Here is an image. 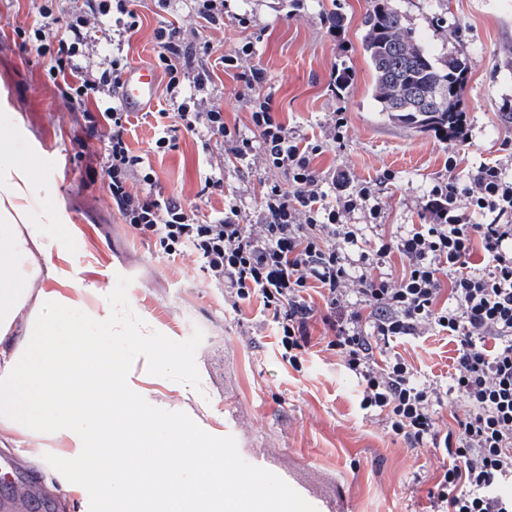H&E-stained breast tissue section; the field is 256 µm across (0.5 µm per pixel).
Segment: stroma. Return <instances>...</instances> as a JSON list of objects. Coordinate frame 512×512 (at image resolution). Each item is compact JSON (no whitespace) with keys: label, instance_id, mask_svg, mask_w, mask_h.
<instances>
[{"label":"stroma","instance_id":"stroma-1","mask_svg":"<svg viewBox=\"0 0 512 512\" xmlns=\"http://www.w3.org/2000/svg\"><path fill=\"white\" fill-rule=\"evenodd\" d=\"M420 40L435 55L467 63L466 126L462 139L415 133L380 112L371 95L372 72L361 45L368 0H309L304 15L288 17L282 0H233L223 29L198 30L196 42L231 51L242 39L256 48L254 62L266 78L273 112L289 130L322 135L328 113L345 110L343 141H326L314 167L325 174L350 172L359 179L390 174L384 189L389 224H416L423 195L445 172L449 150L459 152L457 173L466 176L482 161L506 162L512 174V124L500 106L512 101V0H398ZM140 28L128 50L130 65L155 67L153 33L167 13L155 0H136ZM343 16L337 35L322 28L325 12ZM248 13L249 28L236 16ZM32 0H0V139L14 155L32 157L38 192L22 201L31 215L56 208L73 228L65 243L54 230L44 238L51 262L64 273L55 286L83 310L100 311L89 287L109 289L112 308L149 325V341L100 334L113 358L127 361L145 414L157 431L174 425L198 433L207 447L230 449L235 461L266 479L268 495L295 503L310 496L316 512H428L444 453L413 448L364 417L355 380L325 348L322 323L311 327L302 369L281 358L275 331L262 322L259 299L240 312L224 305L223 289L210 285L190 260H168L126 224L101 180L89 169L101 164L103 145L89 138L83 110L64 102L49 75L48 58L23 50L16 28L32 30ZM352 79L340 93L330 89L333 70ZM148 111L130 116V149L147 157L157 188L194 208L201 219L222 212L226 195L237 194L244 216L257 215L263 182L256 172L213 149L202 152L197 136L177 133L174 150L154 152V112L167 108L162 90ZM240 84L216 69L208 88L224 119L248 132L249 108ZM223 190L202 187L215 172ZM456 346L446 334L396 344L421 373L447 376ZM66 438L15 437L0 448L11 462V483L0 486V512H105L96 486L75 496L50 469L32 466L42 448H66Z\"/></svg>","mask_w":512,"mask_h":512}]
</instances>
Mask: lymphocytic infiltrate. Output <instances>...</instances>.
<instances>
[{
    "mask_svg": "<svg viewBox=\"0 0 512 512\" xmlns=\"http://www.w3.org/2000/svg\"><path fill=\"white\" fill-rule=\"evenodd\" d=\"M133 2L41 0L47 24L29 43L37 55H50L63 97L94 102L95 112L84 115L87 133L106 144L99 175L126 223L157 253L195 263L233 311L260 298L293 368L308 351L312 320H321L327 349L357 382L364 416L411 446L430 444L452 457L439 474L433 512H512V497L499 493L512 483V176L493 160L458 178L457 153L449 151V174L425 195L421 223L386 231L380 182L345 171L321 176L313 166L321 142L273 116L251 41L216 57L182 25L168 23L154 32L155 59L174 111L155 115V152L174 149L185 130L200 135L203 149L220 144L264 184L255 217L243 219L230 197L222 215L200 221L179 198L157 190L150 162L126 142L129 114L116 93L123 53L96 56L95 33L130 42L138 29ZM58 22L65 29L53 48L46 27ZM217 63L242 84L251 136L229 126L223 109L203 95ZM189 83L195 92L188 96ZM133 181L139 193L130 192ZM311 289L323 308L307 300ZM440 333L456 345L447 379L421 375L396 354L376 356L380 346ZM454 400L464 415L452 431L438 410Z\"/></svg>",
    "mask_w": 512,
    "mask_h": 512,
    "instance_id": "f902f5d3",
    "label": "lymphocytic infiltrate"
}]
</instances>
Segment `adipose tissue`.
I'll return each mask as SVG.
<instances>
[{"mask_svg":"<svg viewBox=\"0 0 512 512\" xmlns=\"http://www.w3.org/2000/svg\"><path fill=\"white\" fill-rule=\"evenodd\" d=\"M9 150L0 142V433L66 437L65 453L46 448L39 461L61 464L72 494L91 482L131 512H256L248 493L225 497L224 460L198 434L155 435L141 413L125 431L113 428L112 394L128 392L129 380L93 340L94 330H111L112 308L78 317L69 297L35 288L36 279L59 277L35 257L46 226L65 237L71 229L56 211L33 219L19 209L37 188L27 169L5 161Z\"/></svg>","mask_w":512,"mask_h":512,"instance_id":"ef3b65f1","label":"adipose tissue"}]
</instances>
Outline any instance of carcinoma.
I'll list each match as a JSON object with an SVG mask.
<instances>
[{"label":"carcinoma","mask_w":512,"mask_h":512,"mask_svg":"<svg viewBox=\"0 0 512 512\" xmlns=\"http://www.w3.org/2000/svg\"><path fill=\"white\" fill-rule=\"evenodd\" d=\"M361 44L373 72V98L388 118L443 139L458 134L465 112V58L433 54L396 0H369Z\"/></svg>","instance_id":"1"}]
</instances>
